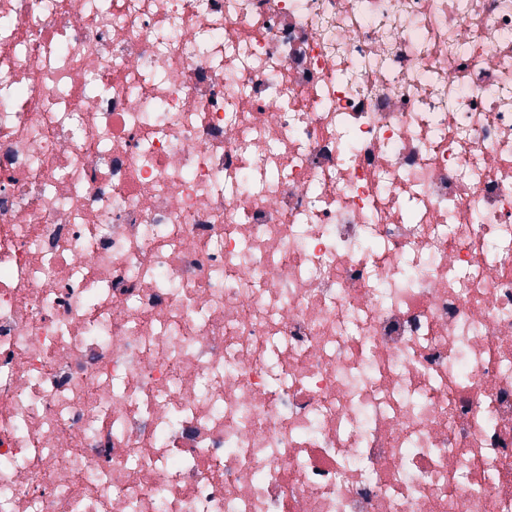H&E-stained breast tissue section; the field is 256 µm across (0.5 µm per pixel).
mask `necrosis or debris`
<instances>
[{
  "label": "necrosis or debris",
  "instance_id": "obj_1",
  "mask_svg": "<svg viewBox=\"0 0 512 512\" xmlns=\"http://www.w3.org/2000/svg\"><path fill=\"white\" fill-rule=\"evenodd\" d=\"M0 512H512V0H0Z\"/></svg>",
  "mask_w": 512,
  "mask_h": 512
}]
</instances>
